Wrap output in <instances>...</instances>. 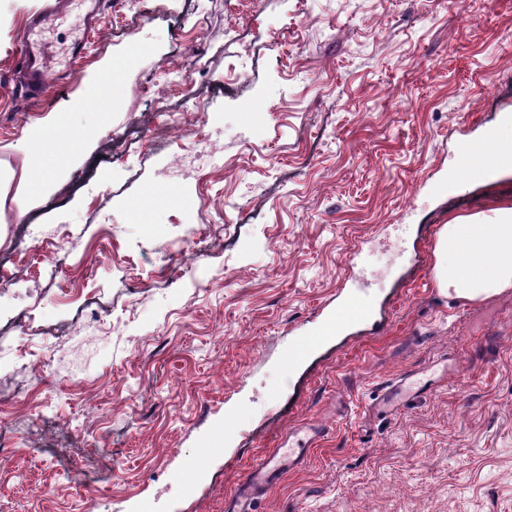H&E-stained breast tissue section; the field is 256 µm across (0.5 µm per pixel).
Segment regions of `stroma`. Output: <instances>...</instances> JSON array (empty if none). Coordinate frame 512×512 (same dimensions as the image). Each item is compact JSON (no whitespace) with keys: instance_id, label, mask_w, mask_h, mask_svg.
<instances>
[{"instance_id":"stroma-1","label":"stroma","mask_w":512,"mask_h":512,"mask_svg":"<svg viewBox=\"0 0 512 512\" xmlns=\"http://www.w3.org/2000/svg\"><path fill=\"white\" fill-rule=\"evenodd\" d=\"M41 2L0 0V246L29 259L0 291V512H224L321 420L256 512H512V290L463 303L433 279L449 218L512 198L511 175L464 183L457 151L512 114V0H117L32 99ZM83 15L44 30L49 68ZM164 123L223 137L201 184L162 180ZM37 124L50 151L85 136L40 189ZM433 361L448 377L376 412ZM71 0H44L42 6L28 16L27 32L20 49L21 72L25 91L31 98L42 97L48 88V68L41 35L49 21L61 15L71 6ZM413 375L389 382L382 388L379 406L385 410L395 407L400 401L409 396V380ZM326 430L328 428L324 425L313 423L288 434L277 451L263 455L246 469L236 492L226 499L224 510L251 512L249 508L244 509L242 502L249 507L252 501L259 499L277 483L285 469L303 463L306 448Z\"/></svg>"}]
</instances>
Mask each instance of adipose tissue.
I'll return each mask as SVG.
<instances>
[{"instance_id":"adipose-tissue-1","label":"adipose tissue","mask_w":512,"mask_h":512,"mask_svg":"<svg viewBox=\"0 0 512 512\" xmlns=\"http://www.w3.org/2000/svg\"><path fill=\"white\" fill-rule=\"evenodd\" d=\"M435 257L434 279L445 296L476 302L512 289V199L449 219Z\"/></svg>"}]
</instances>
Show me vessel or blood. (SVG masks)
Wrapping results in <instances>:
<instances>
[{
	"instance_id": "1",
	"label": "vessel or blood",
	"mask_w": 512,
	"mask_h": 512,
	"mask_svg": "<svg viewBox=\"0 0 512 512\" xmlns=\"http://www.w3.org/2000/svg\"><path fill=\"white\" fill-rule=\"evenodd\" d=\"M69 5L70 0H43L41 7L27 19V32L20 49V64L25 91L29 97H42L49 87L41 35L48 22L61 15ZM458 151L462 157V169L469 176L488 171L496 162L494 155L477 142L459 141ZM408 395V378H399L383 387L379 405L383 409H391ZM324 431L325 427L321 424L304 426L288 434L278 450L262 456L250 465L234 495L226 499L225 512H245L246 504L269 491L285 469L303 463L307 447Z\"/></svg>"
}]
</instances>
